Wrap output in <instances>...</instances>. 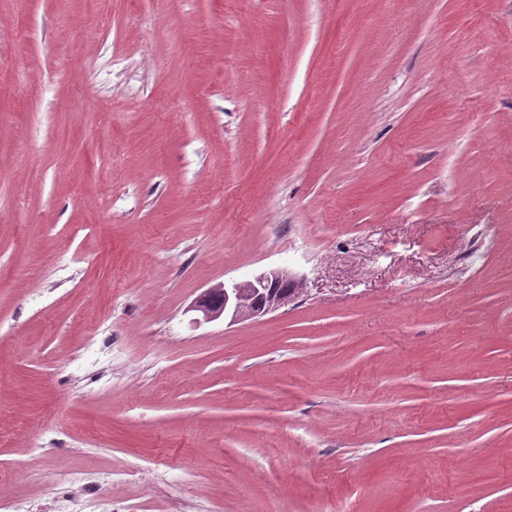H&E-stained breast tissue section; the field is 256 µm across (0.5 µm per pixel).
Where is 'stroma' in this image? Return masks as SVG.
<instances>
[{"mask_svg":"<svg viewBox=\"0 0 512 512\" xmlns=\"http://www.w3.org/2000/svg\"><path fill=\"white\" fill-rule=\"evenodd\" d=\"M0 494L512 512V0H0ZM292 284V292L282 290ZM300 281L287 269H277L260 273L253 279L217 284L209 288L192 306L200 312L203 322H213L221 317L228 324L259 318L277 311L295 296ZM211 295H219L220 302L213 304Z\"/></svg>","mask_w":512,"mask_h":512,"instance_id":"1","label":"stroma"}]
</instances>
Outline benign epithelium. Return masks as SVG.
Listing matches in <instances>:
<instances>
[{"label":"benign epithelium","instance_id":"benign-epithelium-1","mask_svg":"<svg viewBox=\"0 0 512 512\" xmlns=\"http://www.w3.org/2000/svg\"><path fill=\"white\" fill-rule=\"evenodd\" d=\"M288 284L296 289L300 281L288 270L277 269L262 272L249 280L220 283L209 288L192 306L201 313L202 321L208 323L220 318L229 319V324L259 318L277 311L295 296L284 287Z\"/></svg>","mask_w":512,"mask_h":512}]
</instances>
